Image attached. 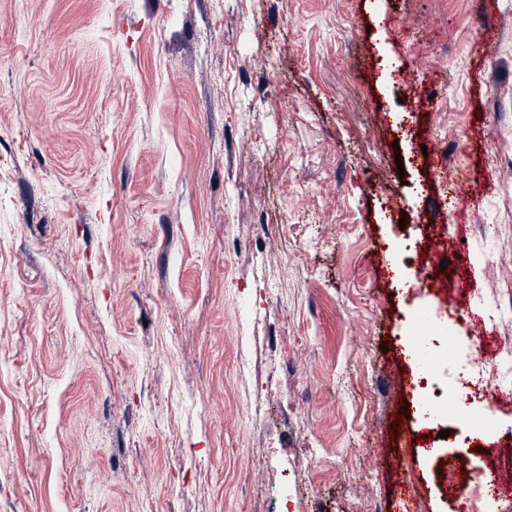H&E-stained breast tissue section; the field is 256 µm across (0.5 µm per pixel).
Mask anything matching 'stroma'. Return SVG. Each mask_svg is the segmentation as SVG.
Returning <instances> with one entry per match:
<instances>
[{
    "label": "stroma",
    "mask_w": 512,
    "mask_h": 512,
    "mask_svg": "<svg viewBox=\"0 0 512 512\" xmlns=\"http://www.w3.org/2000/svg\"><path fill=\"white\" fill-rule=\"evenodd\" d=\"M412 127L503 297L512 0H0V512H458L400 403L458 221Z\"/></svg>",
    "instance_id": "35a3bbf8"
}]
</instances>
